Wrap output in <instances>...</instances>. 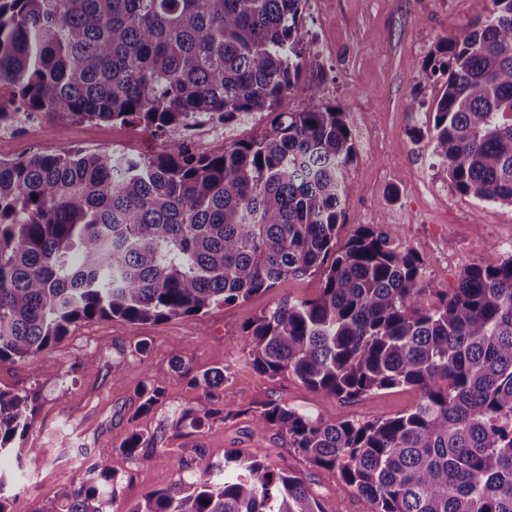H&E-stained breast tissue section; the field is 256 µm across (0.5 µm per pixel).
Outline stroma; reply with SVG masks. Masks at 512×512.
I'll return each mask as SVG.
<instances>
[{"instance_id": "obj_1", "label": "stroma", "mask_w": 512, "mask_h": 512, "mask_svg": "<svg viewBox=\"0 0 512 512\" xmlns=\"http://www.w3.org/2000/svg\"><path fill=\"white\" fill-rule=\"evenodd\" d=\"M491 0H307L302 47L307 64L282 111L301 110L317 91V102L346 114L357 156L349 168L356 189L345 203L346 221L337 242L345 244L357 225L372 224L392 234L423 261L427 279L456 287L463 268L492 254L512 251V206L459 194L434 157L430 140L408 132L430 119L444 77H416L438 42L489 15ZM418 96L422 107L405 104ZM43 140L0 141V157L36 150H113L135 142L144 153L160 152L166 138L138 128L46 117ZM317 275L290 279L267 292L201 316L133 323L121 318L84 322L54 348L21 363L0 361V388L38 397L33 437L23 444L41 468L21 476L11 492L12 512H36L58 499L71 475L82 474L98 457L115 453L131 430L156 436L147 457L124 464L110 512H130L144 495L190 478L178 466L185 449L203 448L214 460L246 449L274 469L306 481L326 512H370L368 501L338 487L335 472L313 466L289 448L276 429L256 431L261 406L277 401L308 413L361 421L392 417L412 407L418 393L394 388L352 401L317 395L291 376L267 378L247 366L246 327L263 311L288 298H313ZM193 372L237 364L226 392L238 411L221 423L193 427L181 413L200 396L181 386L148 414L139 416V389L146 376L170 374L174 361Z\"/></svg>"}]
</instances>
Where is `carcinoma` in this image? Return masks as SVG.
Masks as SVG:
<instances>
[{
    "label": "carcinoma",
    "mask_w": 512,
    "mask_h": 512,
    "mask_svg": "<svg viewBox=\"0 0 512 512\" xmlns=\"http://www.w3.org/2000/svg\"><path fill=\"white\" fill-rule=\"evenodd\" d=\"M307 0H0V123L24 110L166 135L157 154L60 149L0 157V361L22 362L80 322L201 315L277 283L323 276L319 295L286 299L245 328L248 364L325 397L395 387L419 394L392 418L314 417L277 402L276 428L371 512H512V252L463 269L451 292L390 233L336 236L354 193L346 114L310 103L279 112L305 57ZM447 75L429 138L448 180L512 206V0L439 42L419 80ZM271 116L258 138L220 154L182 132L196 116L231 127ZM231 367L148 376L137 413L180 384L201 390L182 418L238 414L221 395ZM31 393L0 389V456L33 432ZM158 447L134 430L39 512H107L122 463ZM179 479L131 512H325L298 476L236 451L192 449Z\"/></svg>",
    "instance_id": "1"
}]
</instances>
